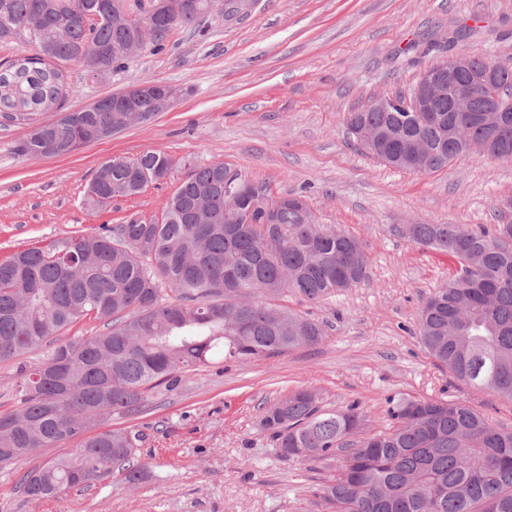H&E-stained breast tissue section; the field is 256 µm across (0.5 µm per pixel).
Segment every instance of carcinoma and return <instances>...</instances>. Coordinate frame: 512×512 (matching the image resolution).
Here are the masks:
<instances>
[{
	"mask_svg": "<svg viewBox=\"0 0 512 512\" xmlns=\"http://www.w3.org/2000/svg\"><path fill=\"white\" fill-rule=\"evenodd\" d=\"M0 0V41L29 31L36 54L0 64V114L8 119L53 109L63 96L64 71L124 67L120 38L159 52L174 28L195 30L210 0H182L178 16H151L153 0ZM132 23L116 34L112 12ZM497 83L512 96V65L498 63ZM438 119L420 112H347L344 123L378 130L369 151L400 170L435 172L466 153L467 141L497 135L512 152V116L482 125L437 104ZM110 112L89 105L40 125L17 151L43 155L46 144L66 155L99 140ZM417 135L426 157L408 140ZM176 166L165 151L103 163L85 201L135 197L156 174ZM222 162L189 169L161 216L60 238L0 259V364L52 340L50 356L20 369L18 406L0 411V467L40 448H74L20 479L34 500L63 496L110 478L136 485L149 477L135 462L139 433L107 429L114 413L137 414L147 392L173 388L193 368L222 359L248 360L319 344L322 323L282 304L290 296L318 303L366 277L357 238L334 225L309 224L304 196H277L268 216L224 203ZM408 240L444 254L456 265L422 303L416 330L437 366L475 391L512 402V224L495 232L463 224H405ZM94 318L104 330L69 336ZM388 426L366 430L357 402L338 409L301 389L266 407L260 426L281 457L299 462L341 458L336 476L315 491L328 512H512V428L494 424L471 405L442 397L385 399Z\"/></svg>",
	"mask_w": 512,
	"mask_h": 512,
	"instance_id": "cac0c4a2",
	"label": "carcinoma"
}]
</instances>
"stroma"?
I'll use <instances>...</instances> for the list:
<instances>
[{"instance_id": "obj_1", "label": "stroma", "mask_w": 512, "mask_h": 512, "mask_svg": "<svg viewBox=\"0 0 512 512\" xmlns=\"http://www.w3.org/2000/svg\"><path fill=\"white\" fill-rule=\"evenodd\" d=\"M465 22L484 28L467 50L512 62V0H253L233 20L215 10L198 30L169 31L162 51H140L120 70L95 77L67 66L66 112L144 82L183 88L149 123L69 155L30 157L16 145L58 114L0 117V259L132 215L154 219L186 165L214 162L272 195H305L318 222L356 236L367 259L357 287L320 303L289 299L290 309L324 322L320 344L197 367L177 389L151 390L138 415L113 414L111 426L142 434L147 481H104L59 501L27 497L21 476L68 452L65 443L0 468V512H323L313 491L335 461L282 459L259 426L263 407L302 388L329 409L360 401L372 431L388 425L385 400L395 395L463 400L512 428V405L473 393L423 349L417 310L453 268L398 232L418 221L494 229L500 201L512 197V162L462 156L434 173L403 171L368 154L343 125L345 113L408 89L436 62L406 55L410 42ZM154 149L177 163L164 183L100 212L84 205L101 164Z\"/></svg>"}]
</instances>
